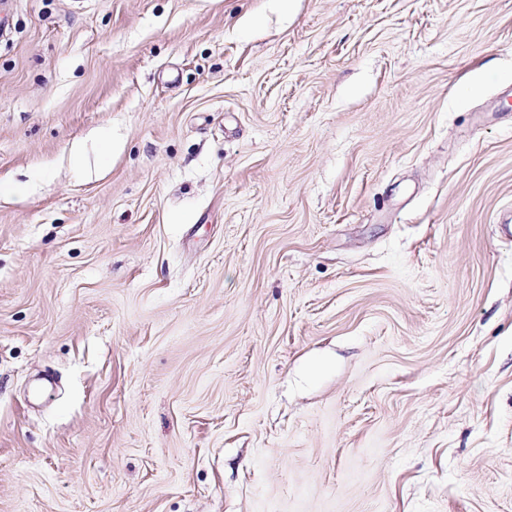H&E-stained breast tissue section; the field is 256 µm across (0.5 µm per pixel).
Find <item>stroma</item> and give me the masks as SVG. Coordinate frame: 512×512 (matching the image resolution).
Wrapping results in <instances>:
<instances>
[{
    "instance_id": "1",
    "label": "stroma",
    "mask_w": 512,
    "mask_h": 512,
    "mask_svg": "<svg viewBox=\"0 0 512 512\" xmlns=\"http://www.w3.org/2000/svg\"><path fill=\"white\" fill-rule=\"evenodd\" d=\"M507 91L512 0L0 13V512H512Z\"/></svg>"
}]
</instances>
